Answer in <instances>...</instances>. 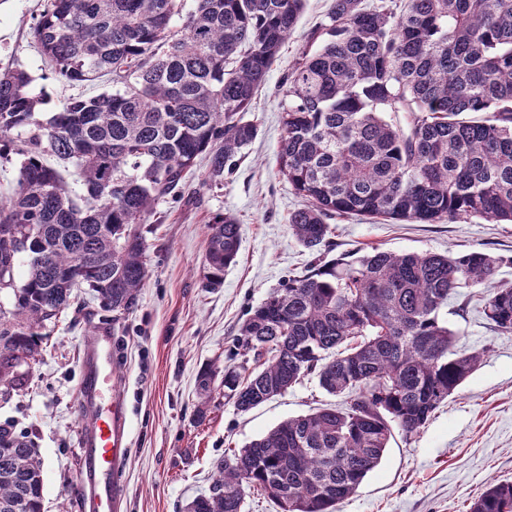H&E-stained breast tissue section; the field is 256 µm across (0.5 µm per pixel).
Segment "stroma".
I'll list each match as a JSON object with an SVG mask.
<instances>
[{
    "instance_id": "35a3bbf8",
    "label": "stroma",
    "mask_w": 512,
    "mask_h": 512,
    "mask_svg": "<svg viewBox=\"0 0 512 512\" xmlns=\"http://www.w3.org/2000/svg\"><path fill=\"white\" fill-rule=\"evenodd\" d=\"M333 0H306L244 121L255 139L224 183H205V160L189 173L181 196L158 205L142 231L147 269L139 303L118 319L87 318L68 308L43 330L40 354L25 385L0 387V427L25 433L43 460L44 512H83L81 437L90 418L80 409L82 345L93 329L110 334L119 354L100 400L123 399L129 436L120 512H184L206 494L215 466L288 418L337 404L315 377L284 395L240 412L216 390L205 419H197L201 368L240 364L234 339L247 313L289 278L307 273L314 257L291 235L288 215L300 207L279 173L282 81L327 19ZM44 0H0V69L19 68L44 93V114L86 93L56 74L36 49L31 26ZM240 225V249L217 288L203 284L207 228L219 215ZM335 253L377 246L396 253L506 257L496 280L512 283V224L480 218L455 223L394 224L344 216L330 223ZM441 317L459 345L481 353L477 370L417 433H395L381 462L341 503L339 512H469L493 481L512 482V334L494 332L477 296L451 298Z\"/></svg>"
}]
</instances>
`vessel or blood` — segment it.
<instances>
[{"label": "vessel or blood", "mask_w": 512, "mask_h": 512, "mask_svg": "<svg viewBox=\"0 0 512 512\" xmlns=\"http://www.w3.org/2000/svg\"><path fill=\"white\" fill-rule=\"evenodd\" d=\"M83 366L85 379L82 394L92 418V424L82 441L84 507L86 512H116L122 495L118 479L126 454L129 425L120 401L111 400L105 408L99 404L101 387L111 378L114 369L109 336L98 331L87 337Z\"/></svg>", "instance_id": "obj_1"}]
</instances>
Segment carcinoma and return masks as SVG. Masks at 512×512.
I'll use <instances>...</instances> for the list:
<instances>
[{"instance_id":"1","label":"carcinoma","mask_w":512,"mask_h":512,"mask_svg":"<svg viewBox=\"0 0 512 512\" xmlns=\"http://www.w3.org/2000/svg\"><path fill=\"white\" fill-rule=\"evenodd\" d=\"M304 0H46L38 51L72 82L109 77L116 91L71 98L43 121L45 98L24 70L0 73V160L19 159L0 200V386L35 359L45 322L92 292L122 315L146 277L141 225L181 189L199 156L224 183L256 130L239 114L293 32ZM320 40L284 77L279 173L306 201L292 236L320 255L310 272L252 309L236 344L255 367L224 366V398L241 412L314 375L346 407L288 419L224 455L209 493L186 512H243L260 493L280 512H337L381 463L394 431H420L476 370L457 353L440 310L461 288H484L482 314L512 333V286L501 256L332 251L328 221L396 223L480 218L512 224V0H334ZM403 112L408 128L388 115ZM77 170L75 191L60 164ZM240 248L237 220L208 225L206 285L224 282ZM25 280L13 287L20 254ZM215 372L197 375L198 418ZM43 461L0 427V512H43ZM470 512H512V483H491Z\"/></svg>"}]
</instances>
